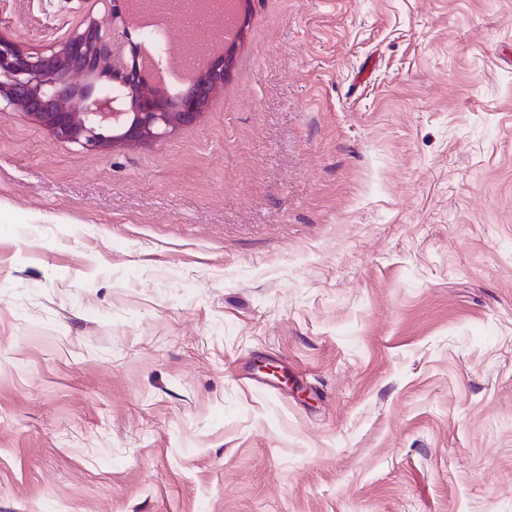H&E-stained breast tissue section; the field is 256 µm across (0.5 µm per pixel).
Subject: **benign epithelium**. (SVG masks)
Listing matches in <instances>:
<instances>
[{
  "mask_svg": "<svg viewBox=\"0 0 512 512\" xmlns=\"http://www.w3.org/2000/svg\"><path fill=\"white\" fill-rule=\"evenodd\" d=\"M112 27L91 19L41 51L0 35V112H22L61 142L96 151L155 140L195 123L224 87L231 57L206 59L182 91L147 82L126 23L129 0H100ZM112 83L96 90L99 79Z\"/></svg>",
  "mask_w": 512,
  "mask_h": 512,
  "instance_id": "benign-epithelium-1",
  "label": "benign epithelium"
}]
</instances>
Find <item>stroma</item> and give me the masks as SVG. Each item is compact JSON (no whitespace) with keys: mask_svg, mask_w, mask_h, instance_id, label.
<instances>
[{"mask_svg":"<svg viewBox=\"0 0 512 512\" xmlns=\"http://www.w3.org/2000/svg\"><path fill=\"white\" fill-rule=\"evenodd\" d=\"M247 10L162 139L0 112V512H512V0Z\"/></svg>","mask_w":512,"mask_h":512,"instance_id":"stroma-1","label":"stroma"}]
</instances>
